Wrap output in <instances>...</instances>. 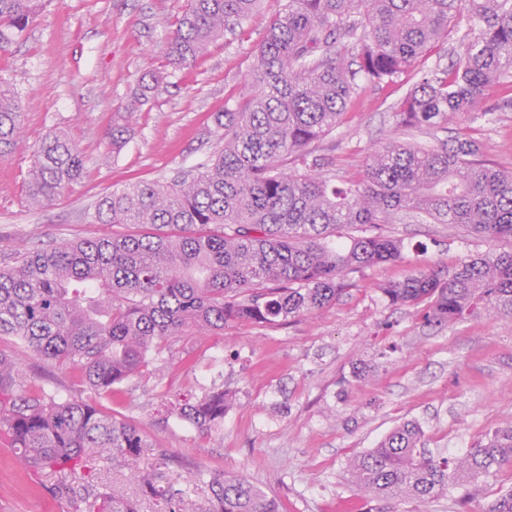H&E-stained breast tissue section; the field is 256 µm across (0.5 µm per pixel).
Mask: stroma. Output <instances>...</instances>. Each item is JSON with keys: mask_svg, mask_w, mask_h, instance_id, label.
Wrapping results in <instances>:
<instances>
[{"mask_svg": "<svg viewBox=\"0 0 512 512\" xmlns=\"http://www.w3.org/2000/svg\"><path fill=\"white\" fill-rule=\"evenodd\" d=\"M285 0H263L245 25L246 39L224 36L192 66L168 64L171 33L187 0H48L24 38L0 55V76L22 105L25 137L0 159V267L21 246L94 238L108 230L91 215L97 201L135 182H163L205 163L215 149L214 117L251 74L252 50ZM164 78L148 102L135 92L151 74ZM364 84L344 121L319 146L338 178L361 172L371 149L396 136L390 106L409 88ZM512 81L491 87L485 118L454 115L448 134L480 142L484 157L512 170ZM132 116L131 135L110 162L101 155L113 122ZM56 128L72 132L86 176L52 205H31L26 178L33 150ZM405 245L401 260L349 272L351 283L329 308L276 325L234 323L209 336H179L105 413L133 422L149 441L145 454L92 471L91 490L109 487L139 500L131 471L175 457L167 478L191 480L196 470L241 476L279 498L285 512H358L346 466L375 448L396 426L417 421L433 454L457 457L474 440L512 424V318L478 312L441 326L420 309L390 305L378 292L417 270H448L496 249V241L455 224L403 217L384 225ZM26 385L68 390L77 373L19 354ZM369 367L365 377L357 368ZM224 387L231 405L220 430L200 434L158 407L175 395ZM54 478L21 467L0 434V512H73ZM512 486L502 472L470 486L465 498L396 502L394 512H485Z\"/></svg>", "mask_w": 512, "mask_h": 512, "instance_id": "1", "label": "stroma"}]
</instances>
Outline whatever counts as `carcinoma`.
I'll return each mask as SVG.
<instances>
[{
	"label": "carcinoma",
	"instance_id": "carcinoma-1",
	"mask_svg": "<svg viewBox=\"0 0 512 512\" xmlns=\"http://www.w3.org/2000/svg\"><path fill=\"white\" fill-rule=\"evenodd\" d=\"M261 0H188L171 38L169 66H191L226 34H244ZM45 0H0V51L20 40ZM475 20L446 68L415 75L395 105L396 123L426 130L430 145L390 139L347 186L336 185L315 145L342 123L357 79L387 84L448 37L462 13ZM512 76V0H286L253 50L251 79L215 116L216 150L166 182L116 189L96 203L94 224L140 233L62 240L14 253L0 267V336L22 352L80 374V388L31 391L18 358L0 351V431L21 464L54 475L59 494L80 496L77 476L141 455L151 444L133 424L100 410L175 336L237 322L275 324L313 315L349 288L347 272L402 258L403 241L346 237L353 224H390L401 213L462 224L511 248L443 273L419 271L379 287L394 305L423 308L429 324L479 307L512 316V172L495 168L471 139H442L448 116L487 114L488 90ZM130 121L112 125L102 160L127 142ZM24 135L19 100L0 77V157ZM86 174L71 132L50 131L32 156L27 192L48 207ZM228 397L213 387L169 401L168 411L204 434L224 424ZM512 469V426L475 442L452 462L424 449L404 423L349 459L365 512H391L403 498L430 500ZM201 512H280L258 486L226 475ZM157 512H186L187 491L156 470L130 476ZM89 512H138L114 490L92 494Z\"/></svg>",
	"mask_w": 512,
	"mask_h": 512
}]
</instances>
